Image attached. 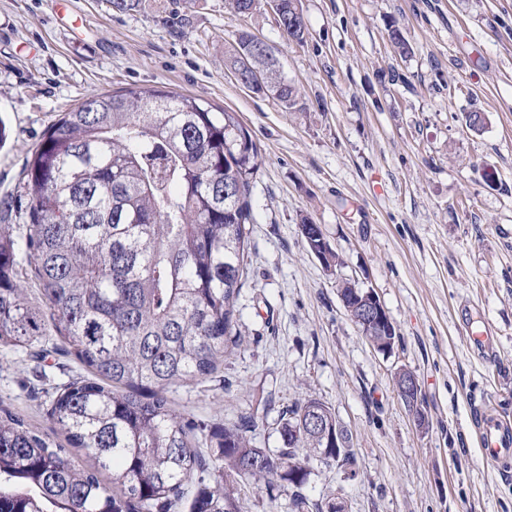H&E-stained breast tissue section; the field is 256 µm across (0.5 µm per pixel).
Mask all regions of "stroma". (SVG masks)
<instances>
[{"label": "stroma", "mask_w": 512, "mask_h": 512, "mask_svg": "<svg viewBox=\"0 0 512 512\" xmlns=\"http://www.w3.org/2000/svg\"><path fill=\"white\" fill-rule=\"evenodd\" d=\"M0 0V199L48 127L92 93L159 88L236 113L262 156L253 183L241 345L219 381L172 387L183 415L254 416L257 446L281 445L295 402L332 408L355 476L314 465L312 502L348 512H512V475L483 461L474 411L489 398L512 420V0H298L303 43L274 13L225 0ZM397 26L412 47L394 49ZM263 40L296 88L288 110L241 84L225 55L236 34ZM480 112L479 130L468 116ZM494 180H487L486 170ZM319 224L343 264L327 271L299 226ZM371 288L398 334L385 355L346 315L342 282ZM490 323L492 344L466 327ZM413 372L428 418L398 398ZM82 368L63 351L38 360L0 346V410L51 442L56 391Z\"/></svg>", "instance_id": "stroma-1"}]
</instances>
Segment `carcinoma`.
I'll return each mask as SVG.
<instances>
[{"instance_id":"carcinoma-1","label":"carcinoma","mask_w":512,"mask_h":512,"mask_svg":"<svg viewBox=\"0 0 512 512\" xmlns=\"http://www.w3.org/2000/svg\"><path fill=\"white\" fill-rule=\"evenodd\" d=\"M283 8V34L303 42L297 0ZM255 40L236 37L232 67L247 59L261 77L247 88L296 107V89ZM259 155L233 113L159 88L93 93L50 126L22 192L0 207V344L51 333L87 375L51 402L64 446L0 415V512H247L252 486L272 512L284 494L289 512H323L305 493L326 447L309 409L336 424L321 400L290 406L271 449L253 443L252 416L209 425L168 398L174 385L217 378L240 345ZM320 463L352 473L355 457L330 448Z\"/></svg>"}]
</instances>
